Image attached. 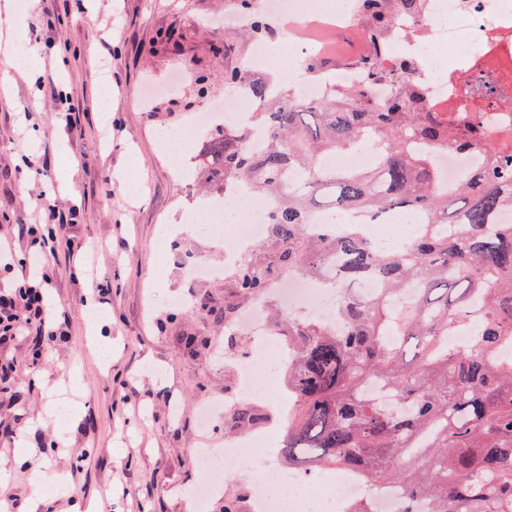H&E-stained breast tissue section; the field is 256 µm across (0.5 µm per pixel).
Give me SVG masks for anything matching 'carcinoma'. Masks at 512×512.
I'll use <instances>...</instances> for the list:
<instances>
[{
  "label": "carcinoma",
  "mask_w": 512,
  "mask_h": 512,
  "mask_svg": "<svg viewBox=\"0 0 512 512\" xmlns=\"http://www.w3.org/2000/svg\"><path fill=\"white\" fill-rule=\"evenodd\" d=\"M252 16L249 38L271 36L253 0H230ZM423 0H360L375 53L350 62L372 82L383 73L392 89L383 100L367 88L303 101L244 64H224V88L247 89L254 121L267 131L261 153L248 132L213 127L195 166L194 178L212 197L229 184L245 188L269 206L264 245L277 249L278 265L306 274L335 262L344 296L329 326L290 320L288 391L294 398L280 455L290 465L337 466L372 481L402 485L403 512H512V359H498L512 343V154L499 155L480 129L428 111L421 89L409 77L412 63L384 68L390 30L399 18L421 12ZM374 134L377 164L366 171H333L328 154L363 145ZM485 151L490 166L474 171L456 189L437 185L432 151ZM322 209L334 220L348 214L406 212L426 218L427 229L405 249H377L354 233L316 236L308 226ZM375 276L384 300L360 296L353 284ZM233 278L238 296L266 292L274 269L240 265ZM415 289L411 302L394 308L388 298ZM217 322L232 323L238 305L195 304ZM470 329L469 343L447 340ZM385 386L396 405L370 394ZM269 419L263 407L239 405L224 414L232 429L250 430Z\"/></svg>",
  "instance_id": "carcinoma-1"
}]
</instances>
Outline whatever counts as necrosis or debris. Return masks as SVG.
I'll return each mask as SVG.
<instances>
[{
    "label": "necrosis or debris",
    "mask_w": 512,
    "mask_h": 512,
    "mask_svg": "<svg viewBox=\"0 0 512 512\" xmlns=\"http://www.w3.org/2000/svg\"><path fill=\"white\" fill-rule=\"evenodd\" d=\"M258 6L264 13L278 14L284 32L278 43L253 41L247 62L252 71H278L285 64L294 65L300 59L321 54L324 47L318 35L330 29H352L359 34L364 49L372 47L359 19L357 0H336L327 8H309L303 0H258ZM389 52L395 59L414 60L411 77L421 86L431 111L452 117L467 113L483 127L489 144L503 153L512 151V105L482 108L470 90L471 81L481 75L512 98V0H426L420 17L402 19L393 26ZM361 80V74L350 68L336 70L320 80L305 73L296 84V95L302 100H316L331 91L358 86ZM213 109V114L197 115L182 128L177 138L181 153L195 150L197 130L212 123L214 113L223 114L229 127L248 124L246 104L238 97L217 100ZM335 282L331 275L309 280L291 270L273 282L269 297L305 319L328 321L335 315L339 298ZM243 327L259 348L271 351L272 357L261 366L244 358L238 360L237 396L272 401L280 414H287L290 395L287 389L276 386L286 362L285 337L273 334L257 305L246 313ZM224 402L223 394L210 395L199 413L205 436L196 453L211 480L207 486L193 489L196 501L222 494L231 472L244 465L247 449L258 448L266 465L277 468L278 478L273 484L252 485L248 512H346L352 503L366 504L371 512H401V486L373 482L346 469L314 477L290 470L281 464L265 430L250 431L242 441L228 445L209 436V429L223 415Z\"/></svg>",
    "instance_id": "obj_1"
}]
</instances>
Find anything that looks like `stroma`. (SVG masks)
I'll return each instance as SVG.
<instances>
[{"label": "stroma", "mask_w": 512, "mask_h": 512, "mask_svg": "<svg viewBox=\"0 0 512 512\" xmlns=\"http://www.w3.org/2000/svg\"><path fill=\"white\" fill-rule=\"evenodd\" d=\"M24 26L15 0H0V242L20 244L34 201L81 214L71 234L88 264L112 284L108 303L85 315L91 296L78 261L59 254L50 265L51 304L69 317L64 336L41 360L33 339L0 344L12 365L0 392V501L21 499L25 512H191L185 488L203 475L194 453L200 403L233 390L236 362L261 359L249 337L219 354L187 355L186 335L223 340L224 327L196 312L194 300L236 299L231 275L187 277V258L224 261L232 242L182 231L171 247L154 239L162 224L206 194L176 172L158 133L224 93L225 63L246 62L251 44L236 28L213 25L224 0H29ZM179 36L178 47L160 41ZM23 40L36 67L16 66L3 47ZM230 43V58L215 44ZM75 107L82 133L66 135ZM47 156L42 171L32 157ZM188 299L185 308L168 295ZM140 391L139 407L125 397ZM67 424L57 423L59 403Z\"/></svg>", "instance_id": "obj_1"}]
</instances>
